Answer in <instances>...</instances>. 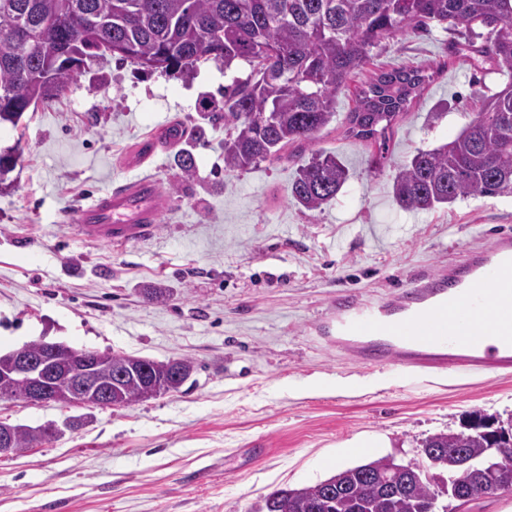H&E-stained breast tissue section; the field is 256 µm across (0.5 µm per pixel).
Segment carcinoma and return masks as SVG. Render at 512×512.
I'll list each match as a JSON object with an SVG mask.
<instances>
[{"label":"carcinoma","mask_w":512,"mask_h":512,"mask_svg":"<svg viewBox=\"0 0 512 512\" xmlns=\"http://www.w3.org/2000/svg\"><path fill=\"white\" fill-rule=\"evenodd\" d=\"M445 26L463 62L512 69V0H0V126L17 128L31 105H50L98 53L97 42L143 68L169 71L201 61H236L250 74L224 86V169L245 170L288 146L310 143L336 116V94L348 87L383 43L410 31ZM481 44H476V41ZM66 64L56 80L54 62ZM422 65L372 71L355 92L348 133L384 149L397 117L430 81ZM350 178L332 153L299 158L289 193L308 211L336 199ZM404 211H430L469 196L512 194V79L482 97L477 116L454 137L420 149L391 186ZM194 368L188 357L153 361L150 376L176 392ZM148 380L128 378L127 404ZM44 441L17 424L13 448ZM425 448H445L447 485L479 497L490 468L512 477V423L474 416L460 432L437 433ZM429 477L399 470L389 458L349 467L313 486L280 488L257 512H448L432 504Z\"/></svg>","instance_id":"1"}]
</instances>
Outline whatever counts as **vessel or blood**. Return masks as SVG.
<instances>
[{"label":"vessel or blood","instance_id":"vessel-or-blood-1","mask_svg":"<svg viewBox=\"0 0 512 512\" xmlns=\"http://www.w3.org/2000/svg\"><path fill=\"white\" fill-rule=\"evenodd\" d=\"M159 211V190L148 177L109 190L81 207L76 222L84 236L112 244L149 232ZM512 240L476 255L462 273L432 288L404 294L387 309L342 306L336 313L335 342L371 369L402 364L413 370L454 366L475 373L512 371V320L497 324L495 342L483 346V328L469 313L481 287L497 284L491 302L512 306Z\"/></svg>","mask_w":512,"mask_h":512}]
</instances>
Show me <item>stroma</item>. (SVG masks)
I'll return each mask as SVG.
<instances>
[{
  "mask_svg": "<svg viewBox=\"0 0 512 512\" xmlns=\"http://www.w3.org/2000/svg\"><path fill=\"white\" fill-rule=\"evenodd\" d=\"M449 42L434 24L376 51L377 65L438 70L388 154L346 137L353 95L338 94L335 118L303 150L350 168L320 212L288 194L296 157L225 170L224 126L207 115L249 74L240 61L161 72L98 56L51 107L0 133L1 150L21 151L0 180V352L43 339L194 364L180 391L124 408L0 400V421L63 430L0 456V512H253L285 486L382 457L417 461L427 437L470 413L512 419V375L369 369L327 340L339 304L392 303L512 238V195L421 212L392 202L398 166L457 134L512 78L461 63ZM177 120L191 137L161 142ZM185 149L190 177L177 162ZM134 175L163 193L150 234L81 237L78 208ZM157 288L165 299L148 301ZM358 438L384 445L352 447Z\"/></svg>",
  "mask_w": 512,
  "mask_h": 512,
  "instance_id": "obj_1",
  "label": "stroma"
}]
</instances>
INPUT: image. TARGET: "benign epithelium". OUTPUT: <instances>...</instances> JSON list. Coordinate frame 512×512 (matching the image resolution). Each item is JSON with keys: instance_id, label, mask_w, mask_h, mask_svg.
Listing matches in <instances>:
<instances>
[{"instance_id": "1", "label": "benign epithelium", "mask_w": 512, "mask_h": 512, "mask_svg": "<svg viewBox=\"0 0 512 512\" xmlns=\"http://www.w3.org/2000/svg\"><path fill=\"white\" fill-rule=\"evenodd\" d=\"M110 361L109 354H80L64 343L45 341L39 355H31L23 347L0 354V377L23 383L30 403L118 408L120 404L112 401V391L119 387L122 375L112 378L100 373ZM440 455L436 448H423L412 466L427 474L440 463Z\"/></svg>"}]
</instances>
